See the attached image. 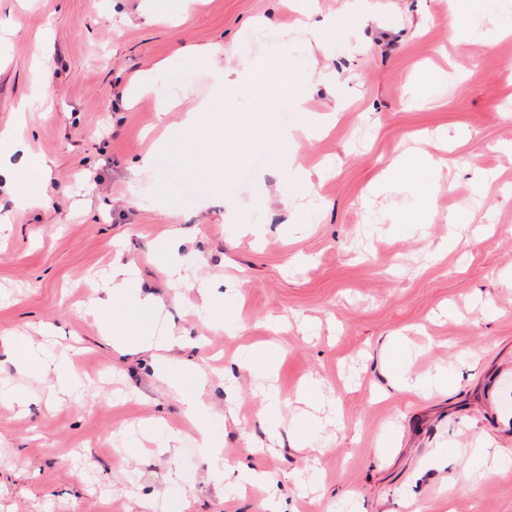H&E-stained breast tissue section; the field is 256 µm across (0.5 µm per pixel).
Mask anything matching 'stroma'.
I'll use <instances>...</instances> for the list:
<instances>
[{
	"label": "stroma",
	"mask_w": 512,
	"mask_h": 512,
	"mask_svg": "<svg viewBox=\"0 0 512 512\" xmlns=\"http://www.w3.org/2000/svg\"><path fill=\"white\" fill-rule=\"evenodd\" d=\"M310 11L335 18L316 45L291 23ZM275 12L286 30L254 28ZM447 15L448 0H192L178 11L164 0H0V128L25 116L8 162L53 168L29 204L0 195V341L70 357L79 379L63 396L0 348V512H132L141 496L155 512H265L272 498L284 512H398L409 496L418 512H443L450 457L472 469L456 512H512V466L494 468L512 454V15L457 44ZM200 45L228 47L231 66L284 51L311 83L336 77L335 93L308 105L335 112V125L284 146L279 131L296 132L304 115L272 98L226 110L223 135L205 123L182 133L184 112L214 88L184 53ZM144 73L154 90L133 97ZM411 92L428 104L407 106ZM170 98L177 106L158 116ZM417 146L448 157L427 174L434 215L422 229L398 221L411 189L372 190ZM152 150L155 168L130 181ZM290 155L311 182L298 219L278 201ZM218 156L229 171L220 195L195 177ZM453 211L467 224L459 240ZM175 229L174 255L163 242ZM118 250L159 296L153 310L119 300L92 313ZM215 285L223 303L203 305ZM108 321L135 353L113 348ZM168 337L201 345L178 365L152 362ZM398 338L413 372L440 370L444 387L393 389ZM271 340L283 353L275 379L237 365ZM195 364L229 370L202 396L205 422L223 459L267 473L266 487L240 491L228 471L214 491L180 396ZM13 391L30 405L10 406ZM267 392L286 404L281 417H261Z\"/></svg>",
	"instance_id": "1"
}]
</instances>
